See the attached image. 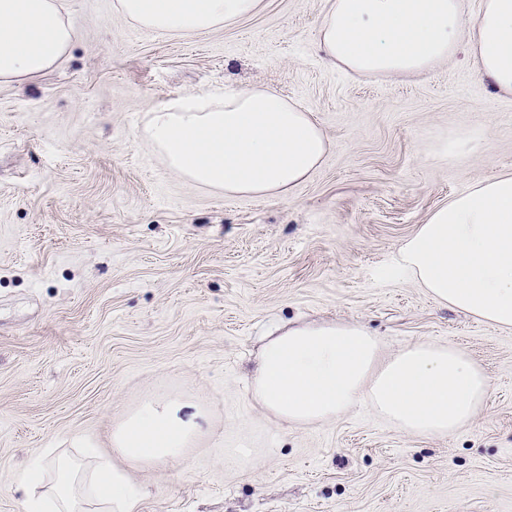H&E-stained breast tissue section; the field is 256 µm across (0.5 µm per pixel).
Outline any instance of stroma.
<instances>
[{
  "mask_svg": "<svg viewBox=\"0 0 512 512\" xmlns=\"http://www.w3.org/2000/svg\"><path fill=\"white\" fill-rule=\"evenodd\" d=\"M324 2L261 0L230 28L175 39L114 0H68L62 60L0 81V512H24L29 459L80 441L111 454L122 413L167 394L208 422L186 469L130 471L146 489L138 512H512V328L437 303L396 268L433 209L512 173V94L461 61L353 78L318 50ZM252 85L301 103L330 144L288 198L196 188L144 136L158 103ZM485 128L487 147L437 157L443 139ZM291 321L360 323L390 353L460 349L491 391L443 438L366 405L276 422L248 407L247 373Z\"/></svg>",
  "mask_w": 512,
  "mask_h": 512,
  "instance_id": "1",
  "label": "stroma"
}]
</instances>
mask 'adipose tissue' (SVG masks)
Here are the masks:
<instances>
[{
    "label": "adipose tissue",
    "instance_id": "1",
    "mask_svg": "<svg viewBox=\"0 0 512 512\" xmlns=\"http://www.w3.org/2000/svg\"><path fill=\"white\" fill-rule=\"evenodd\" d=\"M261 0H117L131 24L181 39L253 15ZM73 36L64 0H0V80L55 64ZM467 42L475 70L512 94V0H326L318 48L357 78L413 76ZM145 134L185 182L228 197L285 198L320 165L329 142L312 112L263 86L191 92L150 109ZM397 264L432 298L512 327V174L476 181L430 212ZM491 381L459 349L422 341L385 353L359 323L303 322L268 336L249 404L297 425L336 420L368 403L393 427L445 437L467 427ZM201 410L172 397L144 401L92 466L38 457L21 472L25 512H137L144 495L125 466H186Z\"/></svg>",
    "mask_w": 512,
    "mask_h": 512
}]
</instances>
